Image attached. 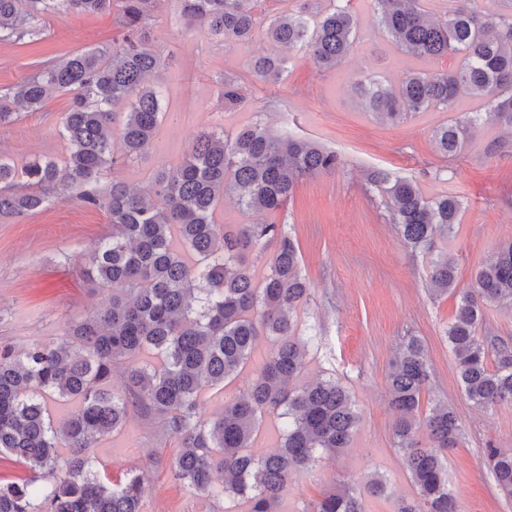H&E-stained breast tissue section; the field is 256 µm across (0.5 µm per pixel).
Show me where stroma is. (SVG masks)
<instances>
[{"label":"stroma","instance_id":"1","mask_svg":"<svg viewBox=\"0 0 512 512\" xmlns=\"http://www.w3.org/2000/svg\"><path fill=\"white\" fill-rule=\"evenodd\" d=\"M363 35L332 71L319 69L303 51H287L288 71L276 94L250 74L254 56L274 52L265 34L231 46L209 38L205 26L186 28L177 0H152L150 46L170 52L172 63L160 73L166 109L147 155L119 164L108 178L141 188L156 173L179 165L200 131L223 126L235 135L256 119L273 130L306 138L336 152L342 164L332 173L304 178L272 222L286 225L301 255L311 288L298 312L297 334L310 339L304 382L333 377L346 386L359 414L347 448L319 458L288 489L280 512H303L340 484L358 485L372 474L387 483L383 497L364 496L365 512H395L398 500L415 488L404 453L393 434L387 376L390 362L409 337L427 351L430 380L420 411L450 405L462 424V437L446 454L448 487L462 512H512V497L498 489L484 450L512 448V404L480 410L466 397L447 330L459 302V289L473 288L481 266L502 245L512 242V135L489 118L480 99L463 98L449 111L412 112L385 123L367 112L352 88L361 75L398 85L406 75H433L456 66V59L423 62L409 58L373 28L372 0H352ZM40 41L0 43V87L20 82L40 66L88 46L120 42L123 17L119 0L109 10L48 16ZM238 76L243 103L225 109L221 82ZM69 97L52 93L39 112L22 113L0 128V155L16 164L37 156L64 159L68 147L59 124ZM477 116L474 135L461 153L443 157L433 131ZM496 141L500 149L487 155ZM384 170L391 177L415 180L425 196L451 193L462 209L448 235L436 236L432 249L412 251L384 209L381 192L366 176ZM105 211L64 202L25 217H0V344L22 351L33 341H55L70 325L108 303L112 291L88 283L81 270L85 254L111 232ZM447 258L456 267L457 287L436 295L429 289L432 261ZM270 348L260 340L253 366L235 381L205 391L202 418L224 410L243 392ZM175 441L159 419L131 410L124 425L104 436L90 454L111 480H122L157 458L145 487V512H242V502L191 493L175 481L170 463Z\"/></svg>","mask_w":512,"mask_h":512}]
</instances>
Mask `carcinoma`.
Returning <instances> with one entry per match:
<instances>
[{
	"instance_id": "1",
	"label": "carcinoma",
	"mask_w": 512,
	"mask_h": 512,
	"mask_svg": "<svg viewBox=\"0 0 512 512\" xmlns=\"http://www.w3.org/2000/svg\"><path fill=\"white\" fill-rule=\"evenodd\" d=\"M125 34L110 48L84 49L48 64L0 90V128L20 110L36 112L52 91L72 94L59 134L68 144L58 162L35 158L21 166L0 155V217H20L55 203L75 201L107 211L112 235L88 254V282L112 288V301L75 323L60 341H34L16 353L0 347V455H7L47 481L0 482V512H143L146 470L113 483L94 467L90 449L121 427L130 408L162 421L181 450L171 463L173 478L190 492L240 498L247 512H278L288 487L317 460L316 453L348 447L359 416L348 391L334 378L296 386L306 365L307 343L296 335L297 310L310 288L300 272L299 249L285 225L265 220L215 223L230 195L261 216L274 213L306 176L336 170V153L256 121L234 136L224 128L201 132L182 163L157 173L149 191L114 179L100 185L118 161H134L151 147L163 111L162 91L149 78L168 56L148 45L151 0H121ZM188 28L201 20L228 46L252 38L261 16L251 0H179ZM375 22L398 50L422 60L460 58L457 67L431 77L407 75L396 88L358 78L362 106L380 120L396 122L410 112L451 109L464 97L486 99L495 120L512 129V0H450L433 18L422 0H373ZM302 10L270 19L267 34L286 48L307 52L318 68L335 69L357 38L359 20L351 0H336L309 26ZM112 0H0V42H34L50 14H96ZM287 59H254L253 74L274 88ZM224 105L242 102L237 81L224 77ZM125 106L122 157L112 149V125ZM470 124L434 131L437 151L457 155L470 138ZM382 189L383 205L403 240L417 250L456 223L461 201L451 194L423 195L409 179L383 171L369 174ZM271 250L268 270L256 280L249 250ZM433 291L456 288L454 265L431 266ZM448 342L458 360L465 393L479 409L512 403V346L497 347L498 363L487 364L489 342L477 335L483 307L512 308V243L476 275L472 289L459 290ZM270 353L242 395L211 419L198 418L207 387L224 386L252 360L261 338ZM152 351L159 365L138 364ZM128 363L124 390L107 387L112 366ZM430 378L421 341L409 338L391 363L388 382L394 436L403 449L416 498L397 512H459L448 489L442 452L457 445L462 426L455 411L439 404L418 418ZM76 398L78 409L55 425L46 413L48 396ZM281 422L279 446L256 457L249 452L264 419ZM69 457L59 465L58 448ZM486 463L498 488L512 496V450L489 448ZM304 512H364L362 495L349 485L326 494Z\"/></svg>"
}]
</instances>
